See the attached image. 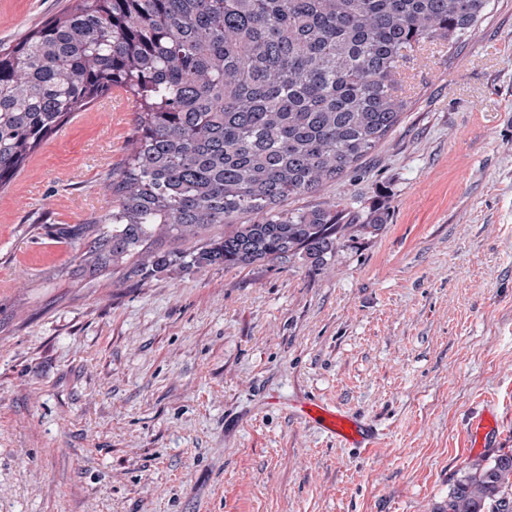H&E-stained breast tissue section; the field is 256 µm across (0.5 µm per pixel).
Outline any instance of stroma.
Wrapping results in <instances>:
<instances>
[{
	"label": "stroma",
	"mask_w": 512,
	"mask_h": 512,
	"mask_svg": "<svg viewBox=\"0 0 512 512\" xmlns=\"http://www.w3.org/2000/svg\"><path fill=\"white\" fill-rule=\"evenodd\" d=\"M69 4L0 0V43ZM492 5L411 57L410 107L355 172L283 202L343 204L324 266L83 273L57 230L111 210L131 98L33 151L0 191V512H448L469 465L512 453V0ZM311 399L379 445L337 444ZM301 412L340 445L366 450L377 440L378 434L369 424L319 401L304 403Z\"/></svg>",
	"instance_id": "35a3bbf8"
}]
</instances>
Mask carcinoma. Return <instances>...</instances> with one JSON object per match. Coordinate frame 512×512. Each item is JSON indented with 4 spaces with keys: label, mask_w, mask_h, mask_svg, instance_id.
Returning a JSON list of instances; mask_svg holds the SVG:
<instances>
[{
    "label": "carcinoma",
    "mask_w": 512,
    "mask_h": 512,
    "mask_svg": "<svg viewBox=\"0 0 512 512\" xmlns=\"http://www.w3.org/2000/svg\"><path fill=\"white\" fill-rule=\"evenodd\" d=\"M489 0H74L0 47V189L76 112L122 88L138 136L82 271L145 280L336 250L340 203L280 209L371 153L410 102V56L469 36ZM448 512H512V454L472 466Z\"/></svg>",
    "instance_id": "obj_1"
}]
</instances>
